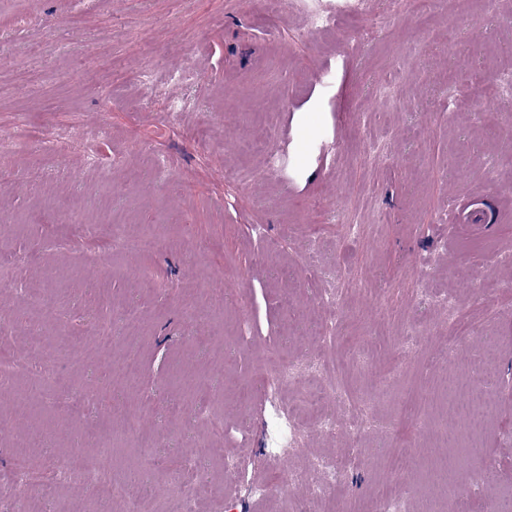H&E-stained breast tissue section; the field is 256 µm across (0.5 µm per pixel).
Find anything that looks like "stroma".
Listing matches in <instances>:
<instances>
[{"label": "stroma", "mask_w": 512, "mask_h": 512, "mask_svg": "<svg viewBox=\"0 0 512 512\" xmlns=\"http://www.w3.org/2000/svg\"><path fill=\"white\" fill-rule=\"evenodd\" d=\"M322 5L333 30L313 31L296 0H0V130L28 120L69 142L62 156L34 143L0 158V252L13 259L0 346L85 401L68 418L0 379V512H18L21 494L44 512H126L76 484L23 483L11 436L25 431L42 436L30 453L46 466L95 456L114 435L112 478L139 479L151 512H168L164 470L182 456L194 512H266L257 482L285 512H376L384 486L418 512H487L482 499H442L432 477L448 452V372L474 368L487 341L496 407L480 446L512 489V265L494 258L512 251V97L498 95L512 0H475L470 17L449 0L423 17L404 0ZM380 83L390 100L378 108ZM102 223L158 239L153 282L136 275L141 257L80 266L50 245L52 225ZM328 286L338 307L317 303ZM33 289L47 298L37 346L22 308ZM453 312L474 335H452ZM263 356L324 360L348 403L310 406L311 381L269 393ZM116 361L138 366L137 387L113 375ZM410 389L436 402L408 425ZM275 406L301 416L295 465L328 453L344 469L329 499L282 486ZM217 412L215 446L204 424ZM323 414L333 432L313 427ZM401 445L416 467L396 481L387 462ZM228 455L242 471H225Z\"/></svg>", "instance_id": "35a3bbf8"}]
</instances>
